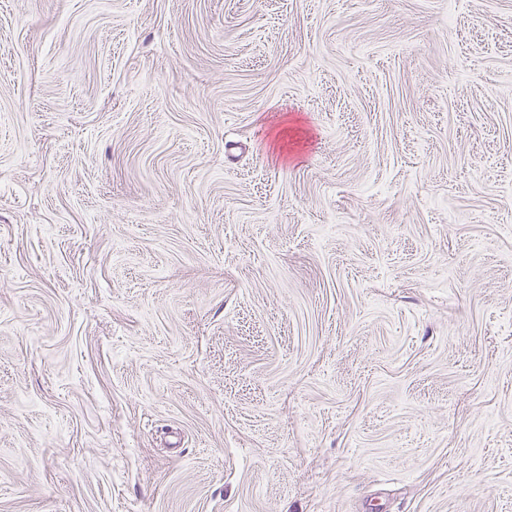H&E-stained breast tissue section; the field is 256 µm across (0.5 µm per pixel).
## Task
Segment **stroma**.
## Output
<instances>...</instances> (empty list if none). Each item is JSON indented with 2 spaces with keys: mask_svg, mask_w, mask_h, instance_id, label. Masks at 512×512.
Instances as JSON below:
<instances>
[{
  "mask_svg": "<svg viewBox=\"0 0 512 512\" xmlns=\"http://www.w3.org/2000/svg\"><path fill=\"white\" fill-rule=\"evenodd\" d=\"M0 512H512V0H0Z\"/></svg>",
  "mask_w": 512,
  "mask_h": 512,
  "instance_id": "stroma-1",
  "label": "stroma"
}]
</instances>
